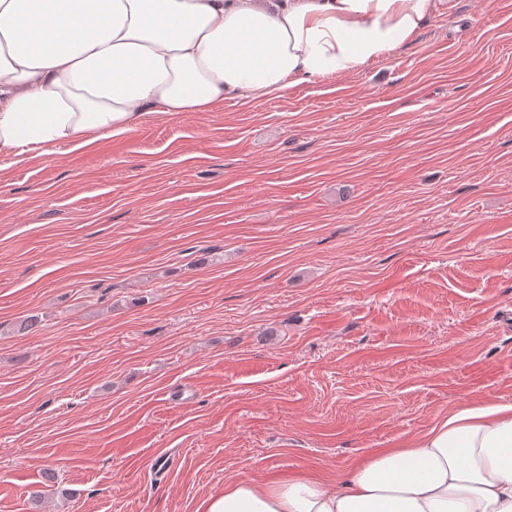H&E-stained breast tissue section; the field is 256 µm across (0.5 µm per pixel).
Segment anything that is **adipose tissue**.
I'll return each instance as SVG.
<instances>
[{"mask_svg":"<svg viewBox=\"0 0 512 512\" xmlns=\"http://www.w3.org/2000/svg\"><path fill=\"white\" fill-rule=\"evenodd\" d=\"M453 0H0V159L80 150L149 115L349 76ZM202 512H512V402L464 404L340 483L239 479Z\"/></svg>","mask_w":512,"mask_h":512,"instance_id":"ef3b65f1","label":"adipose tissue"}]
</instances>
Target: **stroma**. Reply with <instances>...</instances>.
Returning <instances> with one entry per match:
<instances>
[{
  "label": "stroma",
  "instance_id": "1",
  "mask_svg": "<svg viewBox=\"0 0 512 512\" xmlns=\"http://www.w3.org/2000/svg\"><path fill=\"white\" fill-rule=\"evenodd\" d=\"M473 402H512V0L0 170V512L332 484Z\"/></svg>",
  "mask_w": 512,
  "mask_h": 512
}]
</instances>
